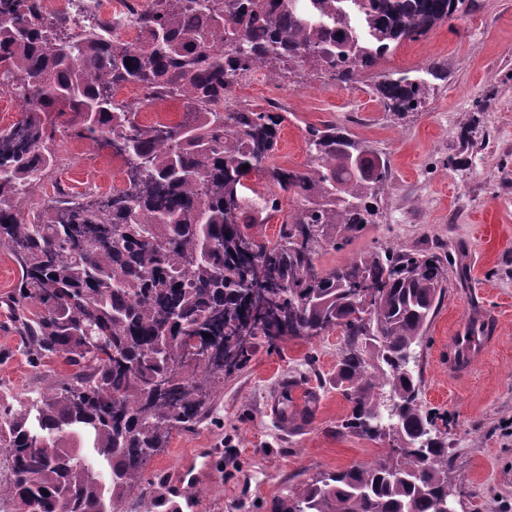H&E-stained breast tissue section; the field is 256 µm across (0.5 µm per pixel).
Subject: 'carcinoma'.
I'll list each match as a JSON object with an SVG mask.
<instances>
[{"label":"carcinoma","mask_w":512,"mask_h":512,"mask_svg":"<svg viewBox=\"0 0 512 512\" xmlns=\"http://www.w3.org/2000/svg\"><path fill=\"white\" fill-rule=\"evenodd\" d=\"M476 0H147L135 43L92 14L80 29L42 0H0V95L21 118L0 129V249L20 277L11 299L37 360L75 373L0 410V507L8 512H153L172 505L145 474L176 428H191L224 376L288 336L340 330L336 383L351 413L341 427L379 438L370 416L393 401L405 450L375 465L323 473L275 499L269 512H445L448 448L424 443L435 417L417 402L410 363L448 282V254L380 248L328 271L325 242L375 223L388 159L333 121L306 129L310 162L271 165L285 120L245 102L221 112L224 91L259 61L308 65L352 85L382 56ZM149 91L120 101L116 89ZM373 92L397 116L428 95L406 71ZM188 112L176 124L138 121L153 100ZM112 150L123 185L28 211L24 191L53 173L55 133ZM248 169H242L243 165ZM277 191L262 210L295 203L279 239L248 232L242 193L251 174ZM262 307L251 296L258 271ZM36 307L32 311L29 306ZM251 327V339H238ZM210 337L205 338L203 334ZM232 364H224V358Z\"/></svg>","instance_id":"carcinoma-1"}]
</instances>
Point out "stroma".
<instances>
[{
  "mask_svg": "<svg viewBox=\"0 0 512 512\" xmlns=\"http://www.w3.org/2000/svg\"><path fill=\"white\" fill-rule=\"evenodd\" d=\"M471 15L434 26L400 46L360 83L338 86L306 67L282 87L268 78L243 91L261 106L274 102L287 119L273 164L305 168L307 126L333 120L391 161L392 178L378 223L342 247L323 244L322 270L379 248L448 251V284L416 349L420 403L437 412L436 432L448 446V500L454 512H512V0H477ZM443 61L448 76L428 71ZM408 70L426 82L423 109L397 117L372 92L380 73ZM58 154L79 156L63 175L78 191L87 173L101 190L121 184L122 163L108 148L56 132ZM242 195L257 243H274L284 215L261 213L260 195L273 186L251 175ZM20 273L0 249V402L17 403L69 374L61 358L33 363L9 308ZM497 319L486 356L468 375H449L438 356L466 315ZM345 348L340 331L260 343L243 369L226 377L199 423L173 430L147 466L170 499L192 495L196 512H269L276 496L320 473L385 458L391 441L341 431L350 404L336 387ZM310 410L306 422L292 412Z\"/></svg>",
  "mask_w": 512,
  "mask_h": 512,
  "instance_id": "35a3bbf8",
  "label": "stroma"
}]
</instances>
